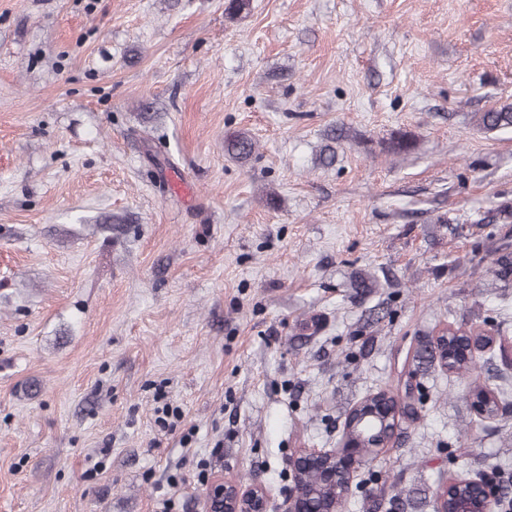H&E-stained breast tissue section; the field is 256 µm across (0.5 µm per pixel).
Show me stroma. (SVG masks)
Returning a JSON list of instances; mask_svg holds the SVG:
<instances>
[{"label": "stroma", "mask_w": 512, "mask_h": 512, "mask_svg": "<svg viewBox=\"0 0 512 512\" xmlns=\"http://www.w3.org/2000/svg\"><path fill=\"white\" fill-rule=\"evenodd\" d=\"M509 100L512 0H0V512L282 498L408 350L512 338V131L476 121ZM417 379L371 468L433 512L440 472L512 470V396L481 425L470 379ZM224 150L237 160L247 161L256 152V142L245 133L237 134L224 142ZM407 386L408 391H411V387L416 385L417 396L414 394H406L404 397L401 395L398 386L380 389L376 393V397H379L385 401H388L393 407L396 408V414L399 415L400 422L408 423L409 425L417 422L421 417V411L424 407L425 397L422 392L420 383L414 382L413 378H409L408 375H402L401 387Z\"/></svg>", "instance_id": "1"}]
</instances>
